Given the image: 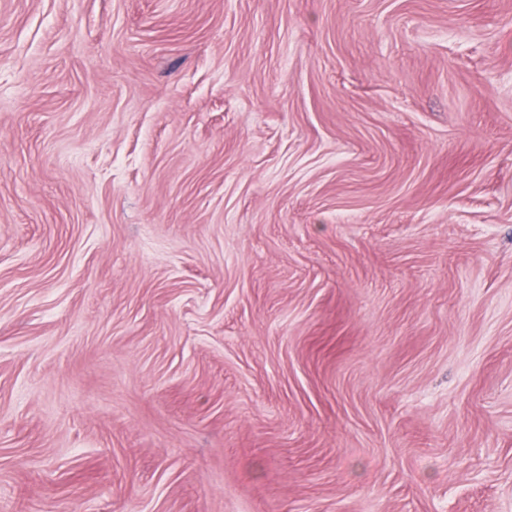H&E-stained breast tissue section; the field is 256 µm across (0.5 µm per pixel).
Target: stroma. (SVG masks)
I'll use <instances>...</instances> for the list:
<instances>
[{"label":"stroma","instance_id":"35a3bbf8","mask_svg":"<svg viewBox=\"0 0 512 512\" xmlns=\"http://www.w3.org/2000/svg\"><path fill=\"white\" fill-rule=\"evenodd\" d=\"M0 512H512V0H0Z\"/></svg>","mask_w":512,"mask_h":512}]
</instances>
